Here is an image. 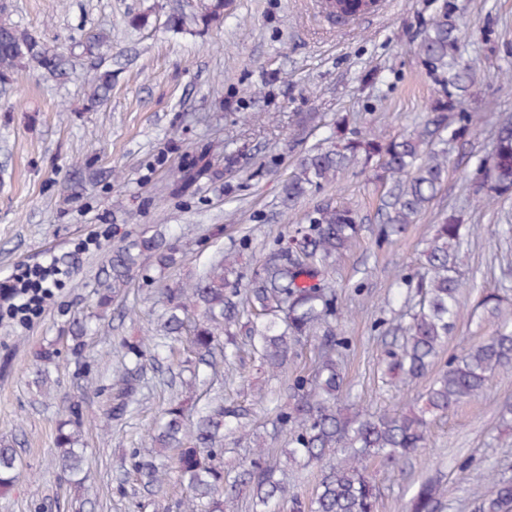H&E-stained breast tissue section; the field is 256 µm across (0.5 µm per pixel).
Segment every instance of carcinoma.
Returning a JSON list of instances; mask_svg holds the SVG:
<instances>
[{"mask_svg": "<svg viewBox=\"0 0 512 512\" xmlns=\"http://www.w3.org/2000/svg\"><path fill=\"white\" fill-rule=\"evenodd\" d=\"M226 0H207L193 20L203 27L221 21ZM458 17L455 5H443L417 46L438 89V97L419 131L388 141L371 132L354 138L342 134L327 147H317L299 160L296 171L282 186L281 204L290 209L301 198L332 183L338 173L359 162L373 164L376 176L387 186L383 196L385 221L379 229L387 239L405 231L436 198L448 172V145L462 139L479 122L464 111L475 85L473 65L457 55ZM68 60L59 48L25 27L0 19V85H11L30 68L53 75L65 70ZM89 103L97 107L112 91V71L98 70L89 80ZM477 203L489 207L512 195V119L501 122L495 133L488 165L476 178ZM360 231L353 210L327 203L308 212L291 225L253 270L247 284L238 275L237 260L225 254L202 274L177 288L167 289L169 310L155 333L137 343H124L122 364L113 379L115 405L106 410L103 426L122 414L135 393L134 381L146 361L158 358L153 340L183 332L191 336L198 362L211 369L229 360L224 337L232 336L244 308H249L248 336L260 369L272 374L294 362L304 337H322L314 373L297 377L288 387L289 405L276 415L274 434L288 435L284 450L288 465H312L318 483L308 500H293L292 512H374L377 489L368 463L395 467L427 447L432 422L458 405L482 396L493 376L512 371V315L501 309L494 292L481 295L477 307L497 318L491 335L470 345L448 360L427 390L397 413L371 414L340 404L343 375L339 349L346 347L336 328V291L328 283L329 268L336 256L349 250ZM479 232L463 224L456 213H443L419 257L412 276L397 275L399 286L416 279L418 310L406 326H397L402 341L387 352L388 372L404 379L425 376L436 363L456 328L466 284L457 275L465 237ZM139 253L126 248L109 260L112 285L103 290L100 303L108 304L116 290L139 270L143 253L152 254L158 265L174 263L177 248L156 238H144ZM33 383L41 395L50 380L49 365L59 358L54 348L35 353ZM248 418L242 406H226L216 400L198 412L187 414L183 403L173 401L163 424L148 434L149 447L162 457L171 453L187 495L182 512H224L243 489H249L256 512L283 498L286 485L276 468L264 459L265 444L254 445L253 458L233 484L224 479L218 461L224 434L242 427ZM82 420L79 408L69 409L56 438L57 469L82 488L90 473L89 460L78 447ZM143 485L163 490L167 472L153 457L135 462ZM19 475L15 446L0 440V493L11 490ZM441 496L433 480L422 482L410 501L409 512H437ZM475 512H512V481H493L490 494L478 499Z\"/></svg>", "mask_w": 512, "mask_h": 512, "instance_id": "carcinoma-1", "label": "carcinoma"}]
</instances>
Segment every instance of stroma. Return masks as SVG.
I'll list each match as a JSON object with an SVG mask.
<instances>
[{
  "instance_id": "obj_1",
  "label": "stroma",
  "mask_w": 512,
  "mask_h": 512,
  "mask_svg": "<svg viewBox=\"0 0 512 512\" xmlns=\"http://www.w3.org/2000/svg\"><path fill=\"white\" fill-rule=\"evenodd\" d=\"M462 22L460 52L477 74L467 111L481 121L450 157L448 174L427 212L402 237L377 239L384 186L360 167L310 193L282 215L281 189L300 157L333 132L339 118L351 131L388 140L420 125L438 87L415 48L443 0H386L384 10L342 27L323 23L316 0H232L209 30L168 31L169 14L197 13L202 0H0V17L20 23L71 54L64 75L23 73L0 92V439L15 441L21 459L0 512H71L78 490L55 470L58 421L74 401L83 410V442L93 468L94 495L85 512H179L185 490L169 477L162 492L140 483L133 450L180 379L167 360L146 365L126 411L101 430L122 341L146 336L166 309L165 291L188 281L224 252L238 254L243 277L260 255L317 205L333 201L357 212L358 243L330 271L349 342L342 398L358 409L397 412L422 393L427 379L392 383L382 361L392 327L405 313L406 289L395 277L414 271L436 215L460 211L480 225L461 264L463 309L446 355L492 332L476 303L496 290L512 302V197L496 206L476 202L472 179L490 158L500 121L512 118V0H453ZM151 24L132 28L131 15ZM110 36L104 54L87 53L97 34ZM112 72L107 103L89 108V77ZM207 152L211 176L171 192L173 172ZM159 235L185 251V261L160 268L142 256L137 275L114 301L100 305L110 280L113 248ZM17 276L50 296L34 312L10 310L8 285ZM89 331L81 354L68 338L76 322ZM56 344L52 396L37 395L32 355ZM320 339L298 348L291 369L258 370L240 349L219 375L200 370L196 406L223 397L248 399L250 429L265 433L288 385L312 374ZM512 373L495 375L486 393L461 404L431 427L428 448L395 468L371 463L377 512H403L419 483L440 478L442 512H472L492 477L512 479ZM469 461L466 477L457 467Z\"/></svg>"
}]
</instances>
